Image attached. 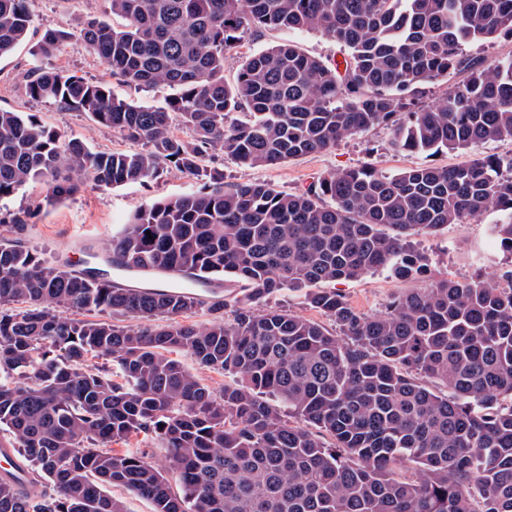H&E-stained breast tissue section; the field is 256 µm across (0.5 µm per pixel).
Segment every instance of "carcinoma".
<instances>
[{
	"mask_svg": "<svg viewBox=\"0 0 512 512\" xmlns=\"http://www.w3.org/2000/svg\"><path fill=\"white\" fill-rule=\"evenodd\" d=\"M107 2L124 27L89 17L83 44L165 104L44 66L71 37L45 30L27 94L140 148L95 150L0 110V200L33 183L49 203L85 183L143 184L168 164L202 186L140 206L102 251L82 248L79 264L0 243V448L45 484L0 477V512H126L112 486L153 512H512V270L505 285L441 279L374 316L321 287L383 269L420 278L412 236L490 210L501 215L491 236L512 255V155L395 175L349 168L298 193L226 186L204 165L220 152L276 166L381 124L393 149L411 153L511 139L512 58L486 65L463 49L512 37V0ZM29 24L28 0H0V56ZM260 28L318 32L345 54L328 64L287 40L225 83L226 52ZM456 71L465 77L445 98L415 107L418 86ZM240 108L245 118L226 124ZM177 119L190 138L174 135ZM33 217L22 208L0 224L21 233ZM184 279L230 280L243 294L227 315L221 296L177 288ZM283 290L304 291L336 330L256 308ZM198 310L209 319L179 321ZM91 312L106 318H83ZM182 354L232 380L215 393ZM99 356L114 370L87 364ZM134 434L165 449L180 491L145 453L111 448Z\"/></svg>",
	"mask_w": 512,
	"mask_h": 512,
	"instance_id": "obj_1",
	"label": "carcinoma"
}]
</instances>
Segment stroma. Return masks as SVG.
<instances>
[{"label":"stroma","instance_id":"stroma-1","mask_svg":"<svg viewBox=\"0 0 512 512\" xmlns=\"http://www.w3.org/2000/svg\"><path fill=\"white\" fill-rule=\"evenodd\" d=\"M28 7L31 22L27 40L0 56V109L36 115L61 133L78 136L99 150H131V142L120 133L95 124L84 113L31 99L26 92L31 51L45 29L73 32L89 15L110 18L118 27L122 24L121 18L111 16L106 0H30ZM288 37L304 52L323 60L336 61L342 57V49L335 41L315 32H296L288 36L277 31H251L227 52L225 82L233 83L242 65L252 55ZM47 64L66 75L106 83L114 95L128 101L142 105L161 102L157 94L136 89L112 75L87 52L79 39L66 41ZM390 138L391 133L386 127L375 126L344 138L330 150L300 156L273 167L253 168L220 153L211 158L210 164L223 169L225 184L263 181L295 193L319 177L351 167H375L393 175L423 163L451 167L482 154H512V139L488 143L466 152L428 156L393 151L389 146ZM200 186V179L169 165L157 180L147 184L135 183L112 189L87 184L76 195L51 204L46 201L45 187L31 184L16 195L0 200V211L6 213L22 207L33 210V222L20 237L23 245L36 249L49 260L63 263L69 260L72 250L82 244H108L113 234L143 203L159 197L189 194L199 190ZM498 219L497 212L488 211L475 220L451 224L415 237L414 246L428 264L427 275L420 279L405 281L395 278L390 271L378 270L353 280L336 282L335 288L357 311L372 316L411 288H421L441 278L464 280L479 274L488 279H499L505 270L512 269V258L492 246L490 227Z\"/></svg>","mask_w":512,"mask_h":512}]
</instances>
